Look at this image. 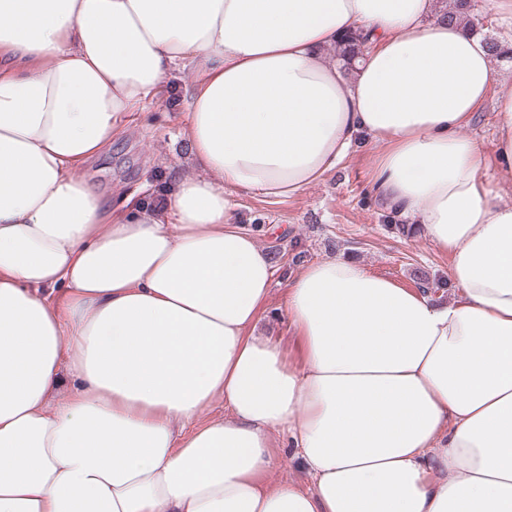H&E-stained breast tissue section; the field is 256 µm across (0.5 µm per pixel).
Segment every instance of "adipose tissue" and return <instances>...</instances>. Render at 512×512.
I'll use <instances>...</instances> for the list:
<instances>
[{
	"mask_svg": "<svg viewBox=\"0 0 512 512\" xmlns=\"http://www.w3.org/2000/svg\"><path fill=\"white\" fill-rule=\"evenodd\" d=\"M436 3L0 0V512H512V194L464 133L492 102L512 169V40ZM353 27L349 76L326 52ZM180 72L163 205L108 202L85 165ZM363 134L459 297L302 266L295 369L255 333L275 268L226 190L293 196ZM279 428L311 486L266 485Z\"/></svg>",
	"mask_w": 512,
	"mask_h": 512,
	"instance_id": "ef3b65f1",
	"label": "adipose tissue"
}]
</instances>
